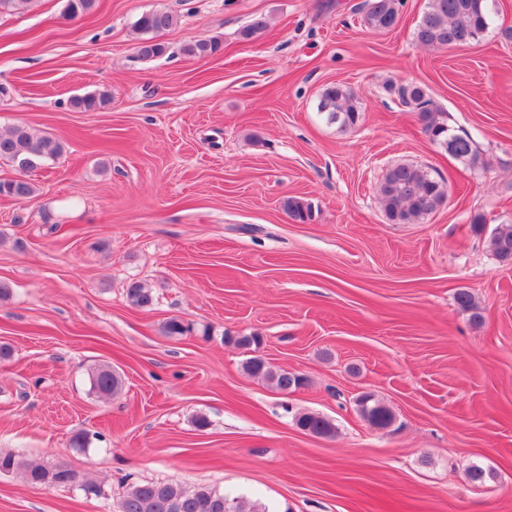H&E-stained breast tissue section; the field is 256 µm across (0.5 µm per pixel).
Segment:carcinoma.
Masks as SVG:
<instances>
[{
	"label": "carcinoma",
	"instance_id": "obj_1",
	"mask_svg": "<svg viewBox=\"0 0 512 512\" xmlns=\"http://www.w3.org/2000/svg\"><path fill=\"white\" fill-rule=\"evenodd\" d=\"M96 0H68L67 14L77 17L91 12ZM403 0H366L365 23L379 32L393 29L400 20ZM494 0H428V6L414 31L415 40L428 47L468 45L480 39L488 30ZM178 17L167 11H152L142 14L135 23L139 34L138 55L143 60H152L166 52V46L156 40V34L177 26ZM223 51V41L210 37L190 41L183 45L182 52L190 57H212ZM384 91L399 103L414 112L425 136L434 144L443 146L448 141L456 143L455 159L472 168L483 166V160L470 136L450 132L446 113L434 103L426 90L418 83H388ZM112 100L111 94L100 92L76 97L72 105L86 112L95 111ZM318 111L330 124L345 133L353 130L360 118L359 102L355 94L340 85L323 90ZM64 149L58 140L35 135L24 125H17L0 133V160L11 163L21 172L38 167L43 159L59 155ZM35 188L24 178L0 180V197L24 201L32 197ZM377 195L387 219L393 224H411L434 213L448 196V188L442 177L427 168L413 164H396L382 176ZM283 208L292 220L304 223L312 217L311 203L303 198L288 197ZM494 254L503 262L512 263V224L497 225L490 235ZM127 297L132 305L148 308L154 304L150 288L139 281L127 287ZM232 342L241 349L252 350L255 355L243 362L244 370L276 391L286 394L303 387L306 378L302 375L277 368L256 354L261 337L237 336ZM94 390L108 396L122 389L120 375L111 367L97 369L91 375ZM360 414L373 426H389L395 421L393 411L383 403L368 396L358 400ZM295 424L301 430L318 437H332L336 432L333 422L314 412H303L295 416ZM25 478L33 484L44 486L72 485L75 474L63 466L44 467L31 465L25 470ZM120 512H269V508L258 502L241 498H228L208 488L189 489L178 484L145 482L130 487L120 505Z\"/></svg>",
	"mask_w": 512,
	"mask_h": 512
}]
</instances>
